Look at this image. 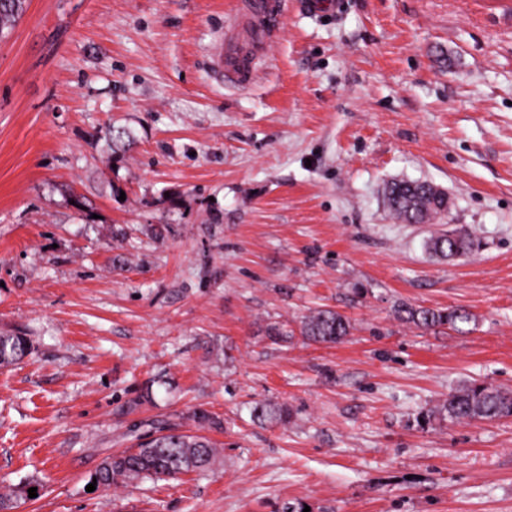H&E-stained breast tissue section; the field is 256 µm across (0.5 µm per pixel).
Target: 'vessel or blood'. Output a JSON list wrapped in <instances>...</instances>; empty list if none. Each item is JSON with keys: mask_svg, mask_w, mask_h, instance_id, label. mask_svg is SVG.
<instances>
[{"mask_svg": "<svg viewBox=\"0 0 512 512\" xmlns=\"http://www.w3.org/2000/svg\"><path fill=\"white\" fill-rule=\"evenodd\" d=\"M286 0H247L243 13L249 20L246 35L228 37L211 61L213 73L239 87L251 83L265 46L278 32Z\"/></svg>", "mask_w": 512, "mask_h": 512, "instance_id": "1", "label": "vessel or blood"}]
</instances>
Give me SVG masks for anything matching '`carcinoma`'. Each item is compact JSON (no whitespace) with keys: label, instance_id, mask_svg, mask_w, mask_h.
Segmentation results:
<instances>
[{"label":"carcinoma","instance_id":"obj_1","mask_svg":"<svg viewBox=\"0 0 512 512\" xmlns=\"http://www.w3.org/2000/svg\"><path fill=\"white\" fill-rule=\"evenodd\" d=\"M26 0H0V36L4 28L13 25L25 12ZM390 210L406 224H428L448 212V194L439 187L419 181H392L385 188ZM481 241L470 233L443 231L431 236L427 249L435 256L461 258L476 252ZM396 317L424 332L445 328L459 330L472 316L459 309H440L402 303L395 309ZM300 335L321 344H337L350 334L351 323L331 309H315L300 322ZM30 344L21 335H0V366H9L25 357ZM434 417L452 422L495 420L512 416V390L474 380L448 394V399L430 411ZM253 417L271 426L288 422L287 406L261 404L253 409ZM219 448L203 435L185 434L178 428L149 436L139 441L133 450L117 451L103 459L91 475L96 486L109 488L136 480L161 481L181 474L203 473L219 461ZM41 487L36 481L0 492V510L11 509L19 500L29 498L28 489Z\"/></svg>","mask_w":512,"mask_h":512}]
</instances>
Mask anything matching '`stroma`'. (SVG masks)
<instances>
[{
	"label": "stroma",
	"instance_id": "1",
	"mask_svg": "<svg viewBox=\"0 0 512 512\" xmlns=\"http://www.w3.org/2000/svg\"><path fill=\"white\" fill-rule=\"evenodd\" d=\"M242 2L28 0L0 39V332L32 347L0 367V486L41 482L14 512H512V416L419 421L512 388V0H288L241 89L210 58ZM400 179L448 213L395 219ZM448 229L480 250L435 257ZM316 308L350 335H298ZM197 410L215 472L88 490ZM396 317L424 332H437L445 328L459 330V324L469 323L472 316L459 309H440L409 304H399L395 309ZM431 416L451 422L495 420L512 416V390L474 380L448 394V400L430 410ZM253 417L271 426L287 423L291 413L286 405L261 404L253 409Z\"/></svg>",
	"mask_w": 512,
	"mask_h": 512
}]
</instances>
